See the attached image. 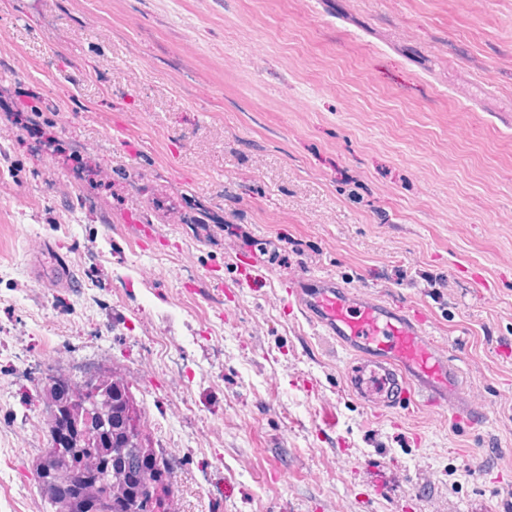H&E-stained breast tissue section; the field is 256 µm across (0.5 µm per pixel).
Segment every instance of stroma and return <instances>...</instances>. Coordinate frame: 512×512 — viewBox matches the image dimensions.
I'll list each match as a JSON object with an SVG mask.
<instances>
[{"instance_id": "1", "label": "stroma", "mask_w": 512, "mask_h": 512, "mask_svg": "<svg viewBox=\"0 0 512 512\" xmlns=\"http://www.w3.org/2000/svg\"><path fill=\"white\" fill-rule=\"evenodd\" d=\"M0 100V512L100 371L170 512H512V0H0ZM303 275L420 312L486 424L350 396Z\"/></svg>"}]
</instances>
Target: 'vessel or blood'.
Wrapping results in <instances>:
<instances>
[{
  "mask_svg": "<svg viewBox=\"0 0 512 512\" xmlns=\"http://www.w3.org/2000/svg\"><path fill=\"white\" fill-rule=\"evenodd\" d=\"M292 305L345 350L344 382L366 406L385 412L444 408L481 422L460 367L410 309L330 277L305 276L288 286Z\"/></svg>",
  "mask_w": 512,
  "mask_h": 512,
  "instance_id": "vessel-or-blood-1",
  "label": "vessel or blood"
}]
</instances>
